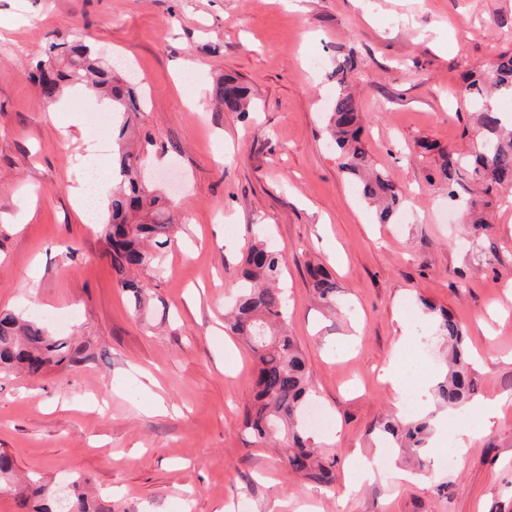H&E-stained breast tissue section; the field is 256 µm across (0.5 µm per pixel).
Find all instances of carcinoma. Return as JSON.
I'll use <instances>...</instances> for the list:
<instances>
[{
    "label": "carcinoma",
    "mask_w": 512,
    "mask_h": 512,
    "mask_svg": "<svg viewBox=\"0 0 512 512\" xmlns=\"http://www.w3.org/2000/svg\"><path fill=\"white\" fill-rule=\"evenodd\" d=\"M356 62L348 57L336 68V94L327 125L328 136L342 158L341 169L353 191L373 205L379 220L392 221L405 203L403 193L370 163L361 140V125L354 96L342 88L346 74ZM32 80L42 98L53 103L68 80L86 79L122 115L112 130L118 150L112 158V175L120 184L107 198L104 233L112 269L122 277L121 286L130 292L136 309L144 306V287L127 275L151 265L154 250L174 244L172 224L161 194L146 183L139 155L129 150L134 135L131 115L144 111V100L136 86L101 64L90 46L79 40L52 42L39 53ZM465 94L476 105L480 148L470 164L474 182L484 186L483 195L459 200L465 231L478 239L489 224L485 197L498 187L512 186V112L504 111L500 99L512 96V52H504L487 73L470 72L465 77ZM216 100L229 112H247L253 106L250 88L226 79L218 86ZM462 163L451 153L441 156L438 180L457 197ZM283 250L262 239L255 240L244 254L234 275V300L226 314L227 329L238 336L253 356L258 375L246 425L259 442L278 448L288 466L304 477L329 484L331 465L325 463L308 431L306 413L312 388L309 370L300 346L288 333L286 299L282 286ZM314 297L331 306L336 302V282L321 266H308ZM433 314L436 335L448 347V370L434 385L440 408L464 405L474 392L471 362L465 348L464 328L447 310L421 300ZM84 359L83 347L68 337L55 336L37 320L8 311L0 312V369L21 368L32 376L63 364ZM372 433L391 448L404 450L418 465L429 469L426 449L433 431L429 416L394 420L380 419ZM82 478L73 480L70 507H62L54 494L31 480V493L20 495V512H97L79 491Z\"/></svg>",
    "instance_id": "cac0c4a2"
}]
</instances>
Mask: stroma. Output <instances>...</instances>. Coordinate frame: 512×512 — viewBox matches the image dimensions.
Masks as SVG:
<instances>
[{
  "mask_svg": "<svg viewBox=\"0 0 512 512\" xmlns=\"http://www.w3.org/2000/svg\"><path fill=\"white\" fill-rule=\"evenodd\" d=\"M74 34L132 64L142 155L181 179L178 244L138 274L145 310L79 217L83 157L112 164V137L93 123L101 100L66 88L54 110L26 76L37 50ZM506 51L512 0H0V311L86 347L39 377L0 370V449L18 474L51 488L88 478L112 512H512V408L456 465L408 482L394 478L397 449L370 432L400 397L377 374L398 349L409 379L419 362L444 368L423 298L465 329L474 401L512 395V203L489 205L475 242L434 181L441 153L479 140L464 75ZM348 56L369 157L406 194L409 222L378 221L327 138ZM228 75L256 111L219 106ZM257 235L284 251L288 327L331 422L312 432L333 463L327 485L246 426L255 366L224 308ZM310 262L335 280V309L313 300ZM364 457L378 473L352 483Z\"/></svg>",
  "mask_w": 512,
  "mask_h": 512,
  "instance_id": "stroma-1",
  "label": "stroma"
}]
</instances>
